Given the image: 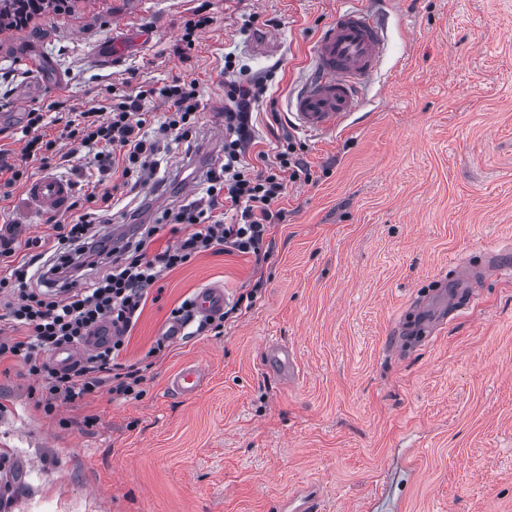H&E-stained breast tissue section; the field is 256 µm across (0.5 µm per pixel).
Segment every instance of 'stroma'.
<instances>
[{
    "label": "stroma",
    "mask_w": 512,
    "mask_h": 512,
    "mask_svg": "<svg viewBox=\"0 0 512 512\" xmlns=\"http://www.w3.org/2000/svg\"><path fill=\"white\" fill-rule=\"evenodd\" d=\"M198 6L214 22L184 61ZM359 6L384 27V61L344 130H297L288 100L316 35ZM228 53L269 86L260 149L302 143L309 176L278 200L265 262L205 253L164 278L126 350L147 368L140 399L102 391L49 416L24 368L0 366L8 512H302L311 499L317 512H366L386 491L397 512H512V276L493 260L512 259V0H69L0 26V149L82 195L98 177L86 149L23 161L28 112L104 106L113 84L197 79L193 151L162 146L138 220L117 207L94 227L120 243L199 198L223 159ZM471 265L483 274L469 307L392 356L413 298ZM217 283L231 300L256 290L252 308L221 335L163 341L172 310ZM272 344L292 351L290 379L266 368ZM186 363L204 380L180 397L167 380Z\"/></svg>",
    "instance_id": "obj_1"
}]
</instances>
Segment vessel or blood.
Instances as JSON below:
<instances>
[{
  "label": "vessel or blood",
  "instance_id": "1",
  "mask_svg": "<svg viewBox=\"0 0 512 512\" xmlns=\"http://www.w3.org/2000/svg\"><path fill=\"white\" fill-rule=\"evenodd\" d=\"M385 50V33L369 10L348 9L337 14L320 33L313 51V69L291 106L305 131L336 132L358 109L363 85L377 70ZM73 194L70 182L46 173L23 190L24 210L42 214L65 211ZM224 308V288L214 284L200 289L193 300L196 315L214 317ZM203 371L188 365L174 373L168 388L179 396L194 395Z\"/></svg>",
  "mask_w": 512,
  "mask_h": 512
}]
</instances>
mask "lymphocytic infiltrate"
Wrapping results in <instances>:
<instances>
[{
    "mask_svg": "<svg viewBox=\"0 0 512 512\" xmlns=\"http://www.w3.org/2000/svg\"><path fill=\"white\" fill-rule=\"evenodd\" d=\"M264 91L263 81L243 79L233 58L225 57L224 161L208 171L204 197L164 211L159 223L139 225L136 234L113 247L93 243L94 220L111 212L116 196L139 198L154 173L152 159L162 137L194 140L197 85L176 78L159 90L129 93L113 87L105 110L92 107L76 113L66 101L52 103V110L66 117L60 138L92 150L99 174L118 173L119 181L85 195L83 207L52 224L50 239H27L25 254H18L11 243L0 248L5 271L0 277L5 313L0 317L13 330L0 336V360L21 362L29 375L41 378L46 414L103 389L119 399L142 396L143 370L123 362L122 355L151 291L169 272L221 249L269 257V234L283 219L275 204L285 193L287 177L305 172L306 166L292 141L271 153L255 150L253 111ZM156 97L166 105L159 120L148 107ZM164 224L181 225L186 233L176 245L151 251ZM89 251L101 259L98 276L88 286L54 292L56 278L71 273L72 255ZM106 319L117 329L110 344L66 368L49 362L54 351L77 347Z\"/></svg>",
    "mask_w": 512,
    "mask_h": 512,
    "instance_id": "obj_1",
    "label": "lymphocytic infiltrate"
}]
</instances>
